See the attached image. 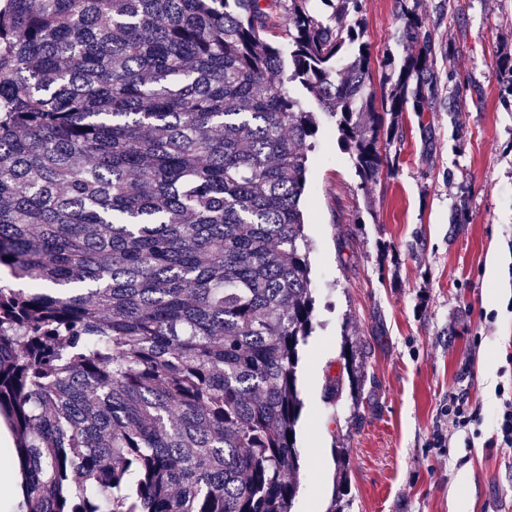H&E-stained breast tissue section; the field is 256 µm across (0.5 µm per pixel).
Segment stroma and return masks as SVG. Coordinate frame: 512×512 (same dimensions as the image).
<instances>
[{
  "mask_svg": "<svg viewBox=\"0 0 512 512\" xmlns=\"http://www.w3.org/2000/svg\"><path fill=\"white\" fill-rule=\"evenodd\" d=\"M436 69L470 88L456 127L444 112H404L394 164L360 187L321 115L309 154L305 219L315 326L302 348L297 427L301 490L293 512H512V448L488 447L499 386L512 387V95L496 53H512V0H426ZM397 0H361L373 89L402 59ZM462 136H455V129ZM465 221L450 223L459 201ZM498 276L489 279L490 263ZM356 393L325 398L346 348ZM479 409L480 437L447 426L451 394Z\"/></svg>",
  "mask_w": 512,
  "mask_h": 512,
  "instance_id": "35a3bbf8",
  "label": "stroma"
}]
</instances>
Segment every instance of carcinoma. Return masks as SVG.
Returning <instances> with one entry per match:
<instances>
[{"label":"carcinoma","instance_id":"cac0c4a2","mask_svg":"<svg viewBox=\"0 0 512 512\" xmlns=\"http://www.w3.org/2000/svg\"><path fill=\"white\" fill-rule=\"evenodd\" d=\"M360 2L0 0V416L22 512H293L318 113L367 190L398 114L443 99L423 0H399L407 54L380 98Z\"/></svg>","mask_w":512,"mask_h":512}]
</instances>
